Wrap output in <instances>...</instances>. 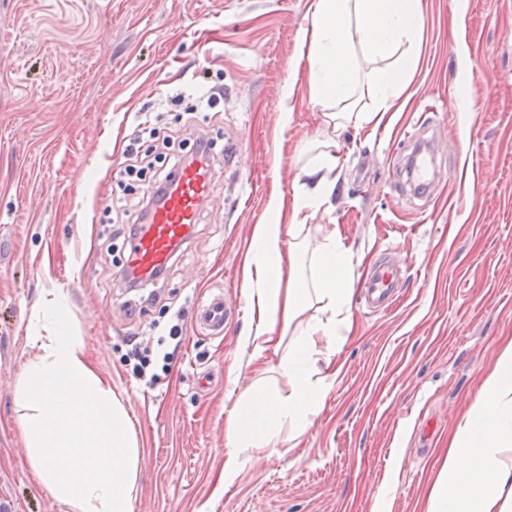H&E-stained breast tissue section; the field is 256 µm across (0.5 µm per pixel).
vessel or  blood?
<instances>
[{"instance_id":"b4317fda","label":"vessel or blood","mask_w":512,"mask_h":512,"mask_svg":"<svg viewBox=\"0 0 512 512\" xmlns=\"http://www.w3.org/2000/svg\"><path fill=\"white\" fill-rule=\"evenodd\" d=\"M210 181L207 161L197 159L183 166L162 201L139 226L125 261L132 276L143 282L152 281L155 274L165 269L189 242L199 212L210 197ZM405 281V270L389 257L374 261L360 279L367 308L374 311L390 309ZM236 313V306L225 299L223 290L217 289L196 307L194 324L197 329L220 337Z\"/></svg>"}]
</instances>
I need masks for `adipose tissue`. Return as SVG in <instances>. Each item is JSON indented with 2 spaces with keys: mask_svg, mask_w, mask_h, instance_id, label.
Returning <instances> with one entry per match:
<instances>
[{
  "mask_svg": "<svg viewBox=\"0 0 512 512\" xmlns=\"http://www.w3.org/2000/svg\"><path fill=\"white\" fill-rule=\"evenodd\" d=\"M419 0H314L309 42L312 101L324 126L302 150V172L312 188H299L293 213L319 209L334 188L335 133L351 121L381 119L402 92L418 57ZM371 98L357 111L359 95ZM279 224L253 229L255 249L243 271L250 306L258 315L244 338L255 356L291 335L280 368L288 395H242L227 425L224 482L232 484L244 450L273 452L284 427L304 429L321 409L325 386L319 361L330 360L339 336L336 311L352 293L350 254L328 233L310 257L299 243L283 246ZM317 300L316 315L302 318ZM17 401L37 485L72 512H132L140 450L129 417L111 383L85 361L76 337L57 329L22 373ZM512 447V340L485 374L480 393L448 444L446 465L429 494V512H512V467L500 453Z\"/></svg>",
  "mask_w": 512,
  "mask_h": 512,
  "instance_id": "ef3b65f1",
  "label": "adipose tissue"
}]
</instances>
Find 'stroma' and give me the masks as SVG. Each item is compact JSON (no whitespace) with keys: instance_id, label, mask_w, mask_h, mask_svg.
<instances>
[{"instance_id":"35a3bbf8","label":"stroma","mask_w":512,"mask_h":512,"mask_svg":"<svg viewBox=\"0 0 512 512\" xmlns=\"http://www.w3.org/2000/svg\"><path fill=\"white\" fill-rule=\"evenodd\" d=\"M312 0H0V512H71L30 476L15 395L61 321L111 379L142 450L133 512H428L448 440L512 337V0H420L419 62L380 122L338 130L336 190L301 236L334 232L353 276L382 253L411 278L385 312L352 294L341 342L319 363L312 424L278 453L247 451L224 487L226 425L242 394L291 387L253 356L240 266L253 227L292 222L303 143L322 124L302 47ZM224 88L192 110L190 90ZM430 121L440 184L409 196L394 147ZM151 121L211 136L210 200L159 298L127 318L121 237L99 198L119 196L123 151ZM241 142L234 163L222 143ZM282 199L281 210L270 206ZM222 289L239 314L221 337L193 327ZM181 325L173 346L169 330ZM169 352L151 384L132 349Z\"/></svg>"}]
</instances>
